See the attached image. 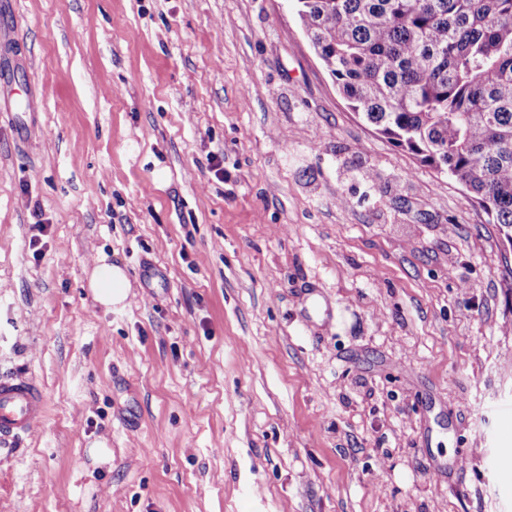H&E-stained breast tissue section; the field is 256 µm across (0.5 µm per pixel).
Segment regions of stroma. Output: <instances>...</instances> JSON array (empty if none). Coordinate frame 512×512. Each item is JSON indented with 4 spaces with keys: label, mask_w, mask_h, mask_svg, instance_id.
I'll return each mask as SVG.
<instances>
[{
    "label": "stroma",
    "mask_w": 512,
    "mask_h": 512,
    "mask_svg": "<svg viewBox=\"0 0 512 512\" xmlns=\"http://www.w3.org/2000/svg\"><path fill=\"white\" fill-rule=\"evenodd\" d=\"M510 260L293 0H0V512H512ZM88 286L95 302L110 309L126 300L130 283L122 267L102 257L88 276ZM39 386L23 376L0 377V442L28 434L44 417Z\"/></svg>",
    "instance_id": "1"
}]
</instances>
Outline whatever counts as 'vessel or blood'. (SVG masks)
<instances>
[{"mask_svg": "<svg viewBox=\"0 0 512 512\" xmlns=\"http://www.w3.org/2000/svg\"><path fill=\"white\" fill-rule=\"evenodd\" d=\"M43 393L33 379L0 377V442L32 432L44 417Z\"/></svg>", "mask_w": 512, "mask_h": 512, "instance_id": "b4317fda", "label": "vessel or blood"}]
</instances>
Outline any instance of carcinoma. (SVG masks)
Wrapping results in <instances>:
<instances>
[{"instance_id": "carcinoma-1", "label": "carcinoma", "mask_w": 512, "mask_h": 512, "mask_svg": "<svg viewBox=\"0 0 512 512\" xmlns=\"http://www.w3.org/2000/svg\"><path fill=\"white\" fill-rule=\"evenodd\" d=\"M350 108L512 245V0H295Z\"/></svg>"}]
</instances>
